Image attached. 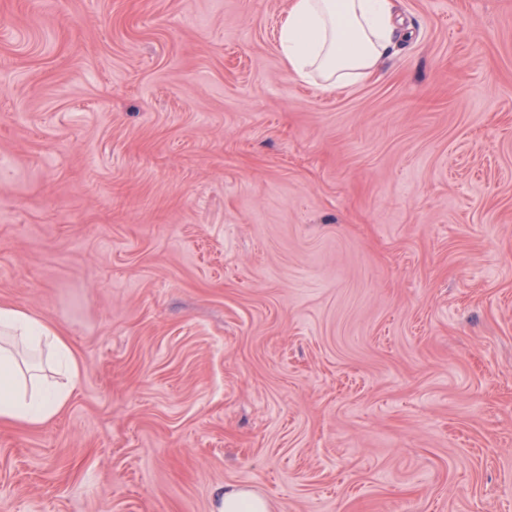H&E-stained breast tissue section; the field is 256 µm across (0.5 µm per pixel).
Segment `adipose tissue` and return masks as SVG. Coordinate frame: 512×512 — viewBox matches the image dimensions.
I'll return each mask as SVG.
<instances>
[{
  "instance_id": "obj_1",
  "label": "adipose tissue",
  "mask_w": 512,
  "mask_h": 512,
  "mask_svg": "<svg viewBox=\"0 0 512 512\" xmlns=\"http://www.w3.org/2000/svg\"><path fill=\"white\" fill-rule=\"evenodd\" d=\"M401 36L393 0H290L277 47L294 78L332 91L373 78ZM22 350L62 370L64 382L23 371ZM79 378L77 360L52 326L0 304V424L37 428L53 421Z\"/></svg>"
}]
</instances>
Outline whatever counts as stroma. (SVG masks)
Here are the masks:
<instances>
[{"instance_id": "stroma-1", "label": "stroma", "mask_w": 512, "mask_h": 512, "mask_svg": "<svg viewBox=\"0 0 512 512\" xmlns=\"http://www.w3.org/2000/svg\"><path fill=\"white\" fill-rule=\"evenodd\" d=\"M326 91L289 0H0V304L67 409L7 512H512V0H396ZM220 512H270L269 503L262 497L230 486L218 490Z\"/></svg>"}]
</instances>
